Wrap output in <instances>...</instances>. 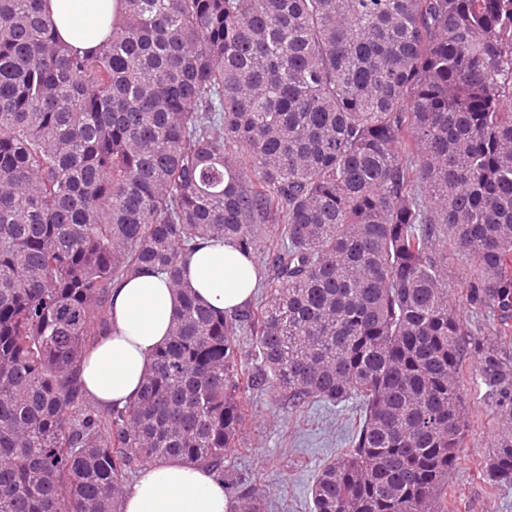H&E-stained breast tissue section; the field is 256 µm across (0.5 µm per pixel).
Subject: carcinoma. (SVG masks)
I'll return each instance as SVG.
<instances>
[{"mask_svg":"<svg viewBox=\"0 0 512 512\" xmlns=\"http://www.w3.org/2000/svg\"><path fill=\"white\" fill-rule=\"evenodd\" d=\"M45 2L0 0V512H121L170 457L222 473L267 390L357 401L311 512H448L470 358L498 424L482 471L512 485V0H123L91 55ZM208 238L266 255L265 303L196 299L183 257ZM141 269L179 305L104 411L81 363ZM448 262L450 266L449 278L453 281V283L456 286L455 297L457 300V308L460 310V313L463 315V317H466L467 319L471 320L472 318L470 316L468 309L466 308L465 303L458 302V299L461 300V298H459L461 291L460 287L462 286V284H464V282L468 280L473 269L464 260L460 258L459 260H457L453 256H448Z\"/></svg>","mask_w":512,"mask_h":512,"instance_id":"obj_1","label":"carcinoma"}]
</instances>
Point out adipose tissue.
Listing matches in <instances>:
<instances>
[{"instance_id": "1", "label": "adipose tissue", "mask_w": 512, "mask_h": 512, "mask_svg": "<svg viewBox=\"0 0 512 512\" xmlns=\"http://www.w3.org/2000/svg\"><path fill=\"white\" fill-rule=\"evenodd\" d=\"M58 36L81 53L112 34L121 0H47ZM184 280L219 312L246 305L258 270L234 244L201 239L184 258ZM177 297L165 275L142 270L112 289L110 330L86 355L82 381L89 399L105 408L133 402L152 354L168 339ZM224 481L211 467L166 459L145 464L124 492L123 512H230Z\"/></svg>"}]
</instances>
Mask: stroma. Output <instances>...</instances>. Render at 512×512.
<instances>
[{
  "label": "stroma",
  "instance_id": "obj_1",
  "mask_svg": "<svg viewBox=\"0 0 512 512\" xmlns=\"http://www.w3.org/2000/svg\"><path fill=\"white\" fill-rule=\"evenodd\" d=\"M468 425L457 466L448 475L450 512H512V486H494L481 462L496 431L495 417L475 381V362L462 375ZM238 450L224 459V478L250 484L269 512H310L309 488L320 466L348 447L357 420L349 409L312 403L288 408L285 393L245 399Z\"/></svg>",
  "mask_w": 512,
  "mask_h": 512
}]
</instances>
